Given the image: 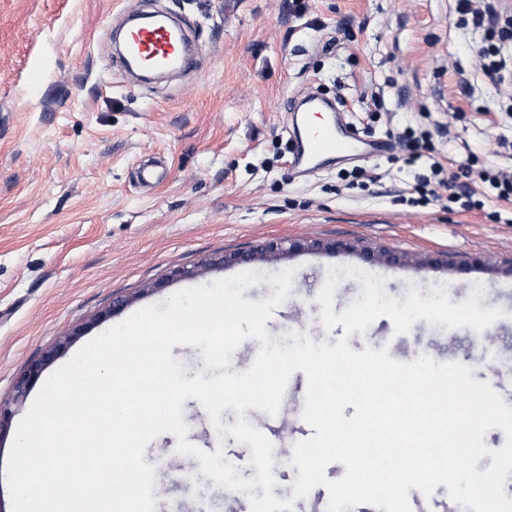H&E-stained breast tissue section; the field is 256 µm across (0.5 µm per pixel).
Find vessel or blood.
<instances>
[{"mask_svg": "<svg viewBox=\"0 0 512 512\" xmlns=\"http://www.w3.org/2000/svg\"><path fill=\"white\" fill-rule=\"evenodd\" d=\"M121 35L123 48L116 59L121 68L135 62L145 70L178 73L192 66L188 29L168 15L143 12L126 17ZM291 109L300 115L295 144L298 167L309 170L328 158L352 159L379 150L378 141L360 137L330 101L316 94L296 95Z\"/></svg>", "mask_w": 512, "mask_h": 512, "instance_id": "1", "label": "vessel or blood"}]
</instances>
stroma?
<instances>
[{"mask_svg":"<svg viewBox=\"0 0 512 512\" xmlns=\"http://www.w3.org/2000/svg\"><path fill=\"white\" fill-rule=\"evenodd\" d=\"M453 0H0V401H11L0 435V512H12L5 480L18 426L40 393L33 384L12 402L27 362L72 335L57 364L137 311L172 294L250 270L292 271V288L265 327L287 347L300 333L314 342L387 349L407 363L425 355L469 367L478 381H503L512 407V208L481 185L485 207L451 212L445 202H398L432 158L449 170L477 159L512 168V112L502 89L473 65L482 30L459 25ZM185 18L196 37L193 71L145 84L114 64L113 32L145 9ZM55 60L38 90L31 67ZM378 90L386 112H369ZM302 91L344 98L343 119L384 139L387 126L428 134L430 153L405 161L400 145L363 162L333 160L312 174L292 165L287 99ZM163 162L161 183L136 179L139 165ZM380 174L361 186L359 169ZM273 238L350 240L411 256L399 268L357 254L301 252L250 266H210L216 256ZM449 258L422 267L420 255ZM203 266L193 279L182 268ZM351 267L380 277L405 300L444 289L451 303L482 288L500 315L476 330L416 321L396 332L376 318L364 333L321 325L318 295L329 271ZM118 299L124 309L109 313ZM57 364L44 373L52 375ZM186 439L238 460L254 478L251 449L219 436L198 400L183 404ZM169 432L146 447L155 469V512H224L212 478L171 485L176 467H199Z\"/></svg>","mask_w":512,"mask_h":512,"instance_id":"obj_1","label":"stroma"}]
</instances>
